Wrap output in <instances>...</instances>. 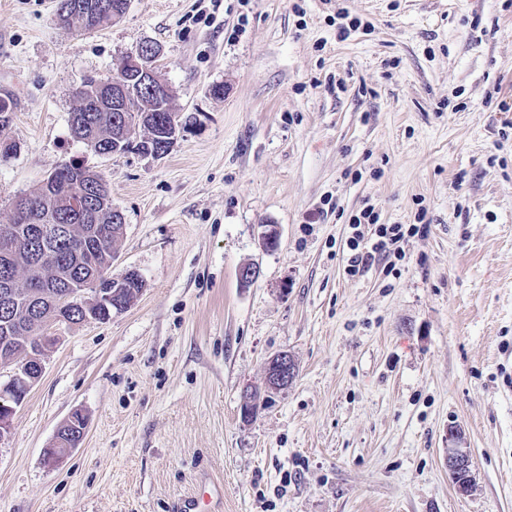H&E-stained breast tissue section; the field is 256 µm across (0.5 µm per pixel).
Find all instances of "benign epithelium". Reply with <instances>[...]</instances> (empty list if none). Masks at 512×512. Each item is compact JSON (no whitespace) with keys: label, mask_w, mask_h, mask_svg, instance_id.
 <instances>
[{"label":"benign epithelium","mask_w":512,"mask_h":512,"mask_svg":"<svg viewBox=\"0 0 512 512\" xmlns=\"http://www.w3.org/2000/svg\"><path fill=\"white\" fill-rule=\"evenodd\" d=\"M107 14H116L118 10L115 5L101 0L99 3L91 5V9L80 14V23L84 28L95 26L99 16ZM135 53L148 59L142 72L129 79H115L112 81V103L114 110L121 113V118L112 125V143L123 146L126 138L128 117L122 113L121 101L133 96L136 92L142 90L147 85L152 93L157 96L168 93V87L161 79L158 72L156 53L150 44H142L135 48ZM112 205V198L107 186L101 182L96 183V191L92 196L81 194L70 200L71 211L79 216L94 213L99 209H105ZM26 202L19 200L14 207L15 223L3 224L0 226V235L5 240H10L13 235H18L20 240L29 242L26 234L17 233L16 224L27 223ZM114 293L110 288H102L99 282L87 280L77 288H65L50 296V299L58 305L60 312L47 320L30 317L29 335L44 334L51 327L59 324L71 323V315L77 312L83 317V321H100L101 313L109 312V307L113 303ZM49 346L39 340L27 347V357L17 364L14 375L5 385L0 387V443L10 434L12 428V419L16 408L22 404L25 395L30 388L38 381L43 372V358ZM296 375V365L291 357L282 353L273 357L267 366V385L272 390H281L290 385ZM60 438L56 437L53 446L45 449L43 455L44 465L49 469L59 467L72 452L70 448L59 447ZM448 473L456 486L457 491L466 495L474 487L472 474V460L468 451L464 448H451L448 450L446 459Z\"/></svg>","instance_id":"1"}]
</instances>
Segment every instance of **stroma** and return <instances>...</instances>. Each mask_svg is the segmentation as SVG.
Wrapping results in <instances>:
<instances>
[{
  "mask_svg": "<svg viewBox=\"0 0 512 512\" xmlns=\"http://www.w3.org/2000/svg\"><path fill=\"white\" fill-rule=\"evenodd\" d=\"M57 4L0 0V224L84 163L125 220L111 274L145 288L56 328L0 445V512H176L207 481L222 512H512V0H131L91 35ZM342 10L365 23L344 40ZM144 42L189 123L164 158L97 155L74 92ZM368 203L419 232L351 276ZM281 352L297 373L270 395ZM77 410L82 444L46 468ZM15 100L9 92H4L0 97V157H8L16 149V144L7 136H3V132L10 126L12 122V114L14 112ZM446 465L457 491L462 495L470 493L474 487V479L468 451L464 448H449Z\"/></svg>",
  "mask_w": 512,
  "mask_h": 512,
  "instance_id": "1",
  "label": "stroma"
}]
</instances>
